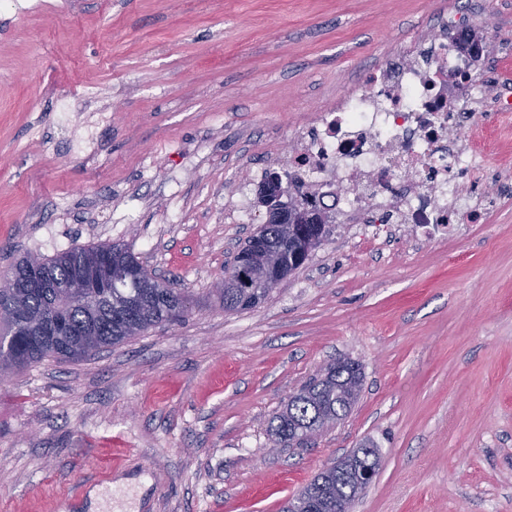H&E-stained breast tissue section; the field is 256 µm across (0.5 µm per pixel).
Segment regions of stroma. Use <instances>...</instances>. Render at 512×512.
Segmentation results:
<instances>
[{
    "label": "stroma",
    "mask_w": 512,
    "mask_h": 512,
    "mask_svg": "<svg viewBox=\"0 0 512 512\" xmlns=\"http://www.w3.org/2000/svg\"><path fill=\"white\" fill-rule=\"evenodd\" d=\"M481 25L512 85V0H24L0 11V275L24 255L122 244L173 280L184 320L0 380V512H280L363 445L351 512H512V123L481 224L375 236L334 224L257 308L217 287L268 218H225L297 127L439 17ZM78 109L61 124L54 93ZM339 356L358 403L303 448L267 428ZM100 488L101 499L89 498Z\"/></svg>",
    "instance_id": "35a3bbf8"
}]
</instances>
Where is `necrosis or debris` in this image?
Instances as JSON below:
<instances>
[{"label": "necrosis or debris", "instance_id": "1", "mask_svg": "<svg viewBox=\"0 0 512 512\" xmlns=\"http://www.w3.org/2000/svg\"><path fill=\"white\" fill-rule=\"evenodd\" d=\"M456 19L367 87L300 128L284 173L339 224H479L484 201L466 181L482 176L487 153L454 127L491 110L512 117V88H478L489 66L486 38H454Z\"/></svg>", "mask_w": 512, "mask_h": 512}]
</instances>
